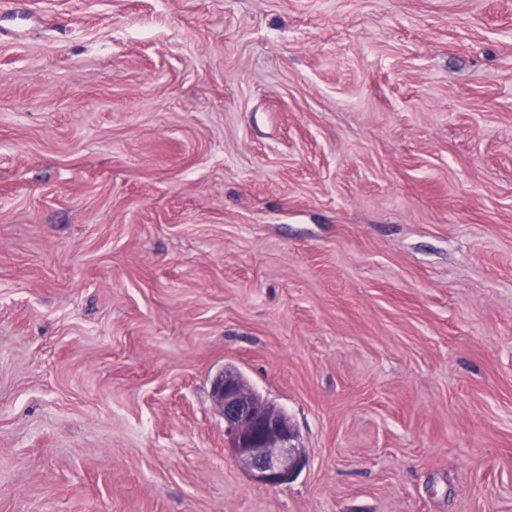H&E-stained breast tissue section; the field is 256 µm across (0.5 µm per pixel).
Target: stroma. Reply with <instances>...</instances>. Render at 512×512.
Segmentation results:
<instances>
[{
  "label": "stroma",
  "mask_w": 512,
  "mask_h": 512,
  "mask_svg": "<svg viewBox=\"0 0 512 512\" xmlns=\"http://www.w3.org/2000/svg\"><path fill=\"white\" fill-rule=\"evenodd\" d=\"M0 512H512V0H0ZM212 397L224 418V447L264 486L292 482L307 464L304 448L288 416L257 397L231 367L216 376Z\"/></svg>",
  "instance_id": "stroma-1"
}]
</instances>
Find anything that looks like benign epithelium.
Listing matches in <instances>:
<instances>
[{
	"label": "benign epithelium",
	"instance_id": "7a95c632",
	"mask_svg": "<svg viewBox=\"0 0 512 512\" xmlns=\"http://www.w3.org/2000/svg\"><path fill=\"white\" fill-rule=\"evenodd\" d=\"M212 397L224 418V447L264 486L292 482L307 464L304 448L288 416L257 397L231 367L216 376Z\"/></svg>",
	"mask_w": 512,
	"mask_h": 512
}]
</instances>
